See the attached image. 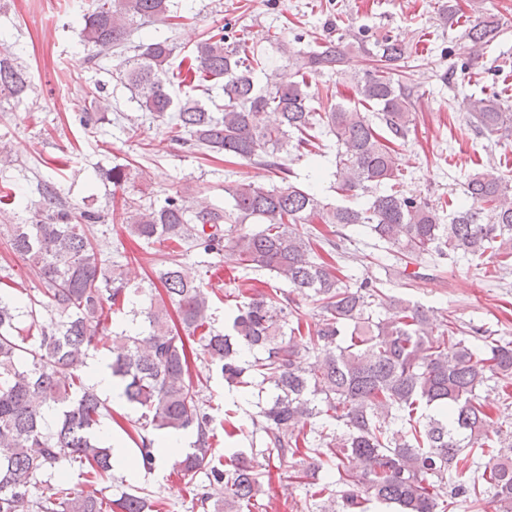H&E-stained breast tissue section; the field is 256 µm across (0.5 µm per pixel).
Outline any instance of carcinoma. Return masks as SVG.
Returning <instances> with one entry per match:
<instances>
[{
  "instance_id": "obj_1",
  "label": "carcinoma",
  "mask_w": 512,
  "mask_h": 512,
  "mask_svg": "<svg viewBox=\"0 0 512 512\" xmlns=\"http://www.w3.org/2000/svg\"><path fill=\"white\" fill-rule=\"evenodd\" d=\"M470 0L474 19L463 37L470 59L504 31V24ZM173 0H93L79 36L90 47L86 63L115 58L111 77L130 93L137 110L186 138L201 155H232L268 168V188L240 182L233 203H193L181 195L156 203L124 194L111 214L130 237L148 243L174 242L185 250L218 255L226 248L243 269L266 272L289 287L240 294L229 324L214 326L202 271L174 256L131 287L128 268L103 259L93 243L94 226L105 222L97 209L74 211L57 192H43L42 218L0 232L12 253L26 259L42 287L0 293V512H159L161 505L139 491L114 499L107 483L113 470L111 444L101 434L112 409L82 378L86 360L100 350L121 387V396L141 414L129 438L142 465L155 462L156 439L195 437L192 451L178 454L177 477L202 512H249L264 486L266 467L288 458L336 470V488L311 495L307 512H368V504H394L398 512H449L462 501H481L479 481L492 491L496 512H512V428L496 430L497 446L484 470L470 482L451 480L466 449L484 448L491 417L481 401L484 388L509 397L512 341L481 328L457 337L459 329L437 330L443 313L402 297L389 298L385 316L374 306L382 291L364 279L353 285L343 274L345 252L321 231L302 224L365 227L404 262L426 256L488 259L512 269V180L472 172L465 198L430 202L401 189L400 141L413 125V87L394 78L407 59L404 45L385 37L368 43L347 31L315 48L295 51L279 43L284 66L296 79L255 85L261 58L236 35L214 34L196 43L187 69L173 68L177 46L146 26L173 28ZM371 58L372 69L356 78L359 104L377 108L380 126L356 106L317 99L302 80L308 73L342 74L349 62L348 39ZM208 93L222 91L214 112L194 96L178 97L173 84ZM27 66L0 56V93L18 101L28 95ZM97 84L88 91L93 111L79 124L93 128L112 111L111 97ZM467 124L492 136L512 128V105L498 95H470L463 102ZM336 138L339 189L364 199L336 205L290 179V149ZM113 188L130 180L126 165L101 173ZM257 225L255 229L247 223ZM140 297L130 330L109 331L112 315ZM319 309L312 336L303 338L300 301ZM217 369L235 386L259 379L265 404L251 416L264 448L228 462L215 459L213 418L200 397L190 356ZM76 470L93 491L72 492L60 475ZM206 471L208 484L196 477ZM448 481L439 500L433 481ZM42 489L31 497V490Z\"/></svg>"
}]
</instances>
